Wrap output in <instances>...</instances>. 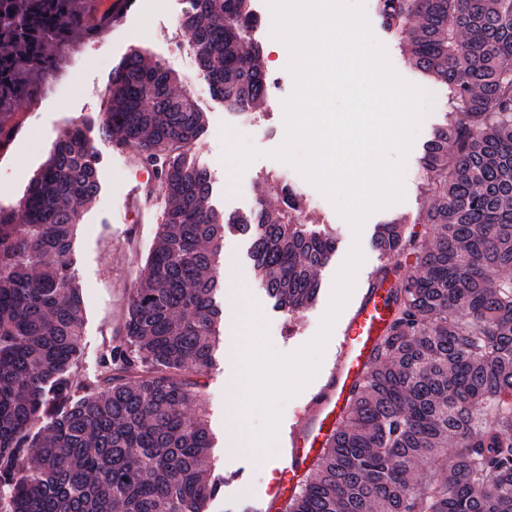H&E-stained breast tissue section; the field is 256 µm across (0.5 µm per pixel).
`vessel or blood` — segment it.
Instances as JSON below:
<instances>
[{
  "mask_svg": "<svg viewBox=\"0 0 512 512\" xmlns=\"http://www.w3.org/2000/svg\"><path fill=\"white\" fill-rule=\"evenodd\" d=\"M389 292V282L375 281L373 288L366 290L347 318L341 330L340 359L326 392L315 405L307 427L294 425L290 428L289 446L281 456L275 481L266 493L268 512H276L278 506L294 494L327 435L339 424L343 408L359 385L365 367L391 321Z\"/></svg>",
  "mask_w": 512,
  "mask_h": 512,
  "instance_id": "b4317fda",
  "label": "vessel or blood"
}]
</instances>
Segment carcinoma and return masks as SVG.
Returning a JSON list of instances; mask_svg holds the SVG:
<instances>
[{
	"label": "carcinoma",
	"instance_id": "1",
	"mask_svg": "<svg viewBox=\"0 0 512 512\" xmlns=\"http://www.w3.org/2000/svg\"><path fill=\"white\" fill-rule=\"evenodd\" d=\"M387 32L451 111L425 143L429 202L394 218L374 247L398 257L394 317L323 454L285 512H512V0H377ZM97 0H0V143L13 105L42 92L74 35L96 40ZM251 0H190L180 28L196 70L225 107L250 116L268 97L255 63ZM178 77L132 51L106 87L97 134L135 146L164 190L158 243L129 302L124 337L98 384L71 374L84 313L72 285L78 208L99 191L90 128L54 142L18 211L0 209V512H203L218 494L199 381L219 344L224 228L249 235L268 296L287 313L318 295L336 241L279 209L209 204L194 157L204 112ZM85 395L74 396L76 388Z\"/></svg>",
	"mask_w": 512,
	"mask_h": 512
}]
</instances>
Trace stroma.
I'll return each mask as SVG.
<instances>
[{
  "instance_id": "1",
  "label": "stroma",
  "mask_w": 512,
  "mask_h": 512,
  "mask_svg": "<svg viewBox=\"0 0 512 512\" xmlns=\"http://www.w3.org/2000/svg\"><path fill=\"white\" fill-rule=\"evenodd\" d=\"M375 0H364V12L374 37L384 45L394 71L404 80L424 89L431 104L423 116L403 174L404 198L372 213L361 231L338 213L334 204L296 168L272 158V151L284 140L285 100L294 92L293 75L287 72L284 53L271 49L269 33H259L262 56L273 60L274 71L283 73V87L269 96L266 105L251 119H244L225 108L200 82L193 69V55H176L173 42L187 43L179 20L184 0H134L120 22L96 41H77L76 46L98 57L100 63L79 74L69 95L52 103L43 99L19 101L14 110L22 125L21 132L0 149V206H17L31 179L47 160L53 143L67 127L81 122H98L107 105L106 86L112 70L131 51L146 55L149 61L165 63L180 79V86L190 92L206 115L207 133L197 146L198 158L210 167L213 182L211 205L224 213H246L256 204L259 189L268 179L289 182L303 197L307 211L318 228L336 240L330 263L318 273L321 288L317 299L299 312L289 314L277 308L260 285L249 255L250 242L240 233L226 232L222 260L229 263L235 280L223 290L220 302L225 313H232L239 301L253 297L268 325L272 349L280 354L298 350L318 334L331 300L335 277L352 246H359L363 261L356 272L352 298H360L369 275L378 267H393L394 259L381 255L373 246L377 224L395 217L414 220L424 209L420 157L433 129L448 110L444 88L422 79L409 64L400 47L382 30L375 11ZM232 126L249 145L259 150L241 174H234L224 161L223 125ZM100 192L96 200L79 211L74 246L75 283L80 288L86 322L81 351L72 373L81 381H92L100 373L99 357L111 341L122 337L128 316L130 294L146 269V262L157 236L164 206L162 191H155L154 205H145L140 197L141 167L135 152L119 148L99 137L92 140ZM243 351L236 329L225 323L220 347L213 364L200 377V398L208 410V425L213 433L211 454L216 470L228 478L222 492L207 505L206 512H260L266 490L275 476L274 458L259 452H233L228 448L231 423L226 390L237 376V361ZM339 352L337 334H330L317 375L284 407L281 429L293 424L296 414L315 396L322 393L336 366Z\"/></svg>"
}]
</instances>
